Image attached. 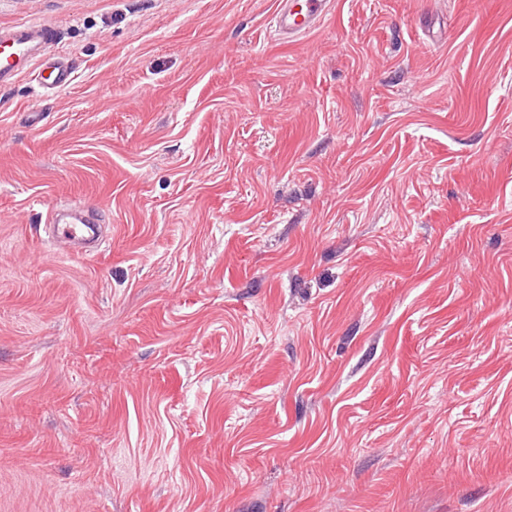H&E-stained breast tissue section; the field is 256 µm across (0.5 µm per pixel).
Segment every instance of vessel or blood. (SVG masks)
Wrapping results in <instances>:
<instances>
[{"mask_svg":"<svg viewBox=\"0 0 512 512\" xmlns=\"http://www.w3.org/2000/svg\"><path fill=\"white\" fill-rule=\"evenodd\" d=\"M327 6V0H280L275 25L288 39L308 34L323 21ZM56 36L55 27L48 23L0 28V85L11 83L43 57ZM46 70L41 81L46 91L55 92L70 85L73 70L68 59L55 58Z\"/></svg>","mask_w":512,"mask_h":512,"instance_id":"1","label":"vessel or blood"}]
</instances>
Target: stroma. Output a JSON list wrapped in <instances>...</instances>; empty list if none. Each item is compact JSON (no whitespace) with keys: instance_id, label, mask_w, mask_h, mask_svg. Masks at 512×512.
<instances>
[{"instance_id":"stroma-1","label":"stroma","mask_w":512,"mask_h":512,"mask_svg":"<svg viewBox=\"0 0 512 512\" xmlns=\"http://www.w3.org/2000/svg\"><path fill=\"white\" fill-rule=\"evenodd\" d=\"M277 4L0 0V512H512V0ZM327 0H282L275 25L284 38L294 39L316 29L327 13ZM56 36V28L48 23L0 28V85L11 83L43 57ZM45 70H47V74H42L41 84L46 91L55 92L70 85L73 70L68 59L55 58L43 71Z\"/></svg>"}]
</instances>
